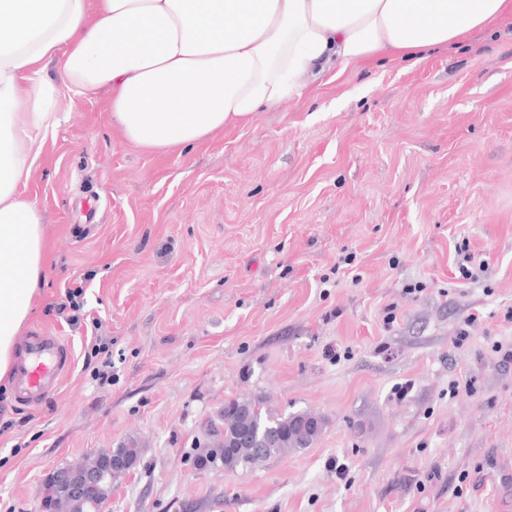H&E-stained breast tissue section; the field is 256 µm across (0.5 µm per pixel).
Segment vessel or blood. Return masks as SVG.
Listing matches in <instances>:
<instances>
[{
  "label": "vessel or blood",
  "mask_w": 512,
  "mask_h": 512,
  "mask_svg": "<svg viewBox=\"0 0 512 512\" xmlns=\"http://www.w3.org/2000/svg\"><path fill=\"white\" fill-rule=\"evenodd\" d=\"M72 364L69 345L49 333L21 341L15 364V391L19 401L36 405L59 386Z\"/></svg>",
  "instance_id": "vessel-or-blood-1"
}]
</instances>
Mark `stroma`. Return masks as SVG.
<instances>
[{"label": "stroma", "instance_id": "1", "mask_svg": "<svg viewBox=\"0 0 512 512\" xmlns=\"http://www.w3.org/2000/svg\"><path fill=\"white\" fill-rule=\"evenodd\" d=\"M48 72L63 121L25 193L50 256L20 333L59 336L74 365L37 405L0 385V512H36L55 469L131 439L109 512H512L511 16L179 156ZM79 280L83 310L57 311ZM256 396L326 428L196 470L225 400ZM86 365H90L93 359H96L98 366L96 373L102 379H108V369L112 368V352L109 346L103 342L102 336H95L94 343L90 352L85 354Z\"/></svg>", "mask_w": 512, "mask_h": 512}]
</instances>
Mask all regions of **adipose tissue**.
<instances>
[{
	"instance_id": "adipose-tissue-1",
	"label": "adipose tissue",
	"mask_w": 512,
	"mask_h": 512,
	"mask_svg": "<svg viewBox=\"0 0 512 512\" xmlns=\"http://www.w3.org/2000/svg\"><path fill=\"white\" fill-rule=\"evenodd\" d=\"M512 0H0V383L45 278L43 216L24 194L36 136L60 124L46 70L109 110L142 149L179 153L302 98L351 64L419 63Z\"/></svg>"
}]
</instances>
